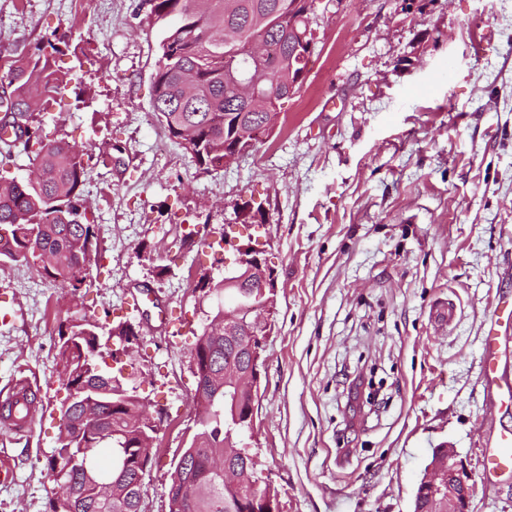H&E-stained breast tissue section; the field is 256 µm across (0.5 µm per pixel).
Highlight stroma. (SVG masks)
I'll list each match as a JSON object with an SVG mask.
<instances>
[{
	"label": "stroma",
	"instance_id": "1",
	"mask_svg": "<svg viewBox=\"0 0 512 512\" xmlns=\"http://www.w3.org/2000/svg\"><path fill=\"white\" fill-rule=\"evenodd\" d=\"M313 27L307 79L269 136L202 174L152 112L162 33L143 0H0V47L68 36L57 130L96 158L84 201L101 257L75 294L0 264V397L23 377L38 396L26 432L0 426L16 474L0 512H51L67 397L54 343L77 315L139 334L138 394L159 428L142 510L169 512L213 302L197 284L223 277L209 244L231 225L277 280L254 453L279 512H413L443 443L473 475L470 512H512V478L486 479L483 448L512 427L483 385L485 331L512 290V0H319ZM116 144L121 174L102 163ZM139 293L149 303L124 308ZM450 301L455 322L436 324Z\"/></svg>",
	"mask_w": 512,
	"mask_h": 512
}]
</instances>
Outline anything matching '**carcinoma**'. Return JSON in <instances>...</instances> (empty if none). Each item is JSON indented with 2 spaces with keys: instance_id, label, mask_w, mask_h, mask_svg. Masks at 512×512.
Returning <instances> with one entry per match:
<instances>
[{
  "instance_id": "obj_1",
  "label": "carcinoma",
  "mask_w": 512,
  "mask_h": 512,
  "mask_svg": "<svg viewBox=\"0 0 512 512\" xmlns=\"http://www.w3.org/2000/svg\"><path fill=\"white\" fill-rule=\"evenodd\" d=\"M150 14L165 23L159 58L152 76V110L168 136L194 159L199 172L224 166V143L232 142L250 125L261 124L257 112L247 110L229 73L240 74L233 60L250 35L266 38L267 70L258 76L259 88L278 112L288 84L299 91L309 59L296 54L302 13L313 0H148ZM66 36L55 34L32 52L0 50L9 61L8 90L0 94V261L39 267L49 278L73 290L85 285L97 264L93 244V211L84 206L83 186L90 154L58 136L44 116L65 111L63 78L56 56L64 54ZM27 158L38 173L35 182L17 178L15 155ZM216 299L212 316L233 312L239 290L224 281L209 283ZM114 338L112 349L101 331ZM130 329L119 322L106 327L84 316L58 328L56 377L65 389H74L65 410L66 439L57 442L47 460L48 471H66L74 494V512H142L135 468L115 467L116 453L136 456L143 438L153 436L156 424L141 398L117 372L103 378L98 366L115 358ZM194 350L203 351L207 374L196 388L212 413L195 419L197 430L188 449L191 467L171 473L169 487L196 488L187 505L171 498L169 512H244L248 496L257 492L255 463L248 448L249 427L233 424L238 406L224 396V364L244 363L242 352L224 343V332L202 329ZM107 461H102L101 456ZM243 474L238 485L224 483V475L208 470L215 456ZM128 489L108 499L100 495L103 479Z\"/></svg>"
}]
</instances>
